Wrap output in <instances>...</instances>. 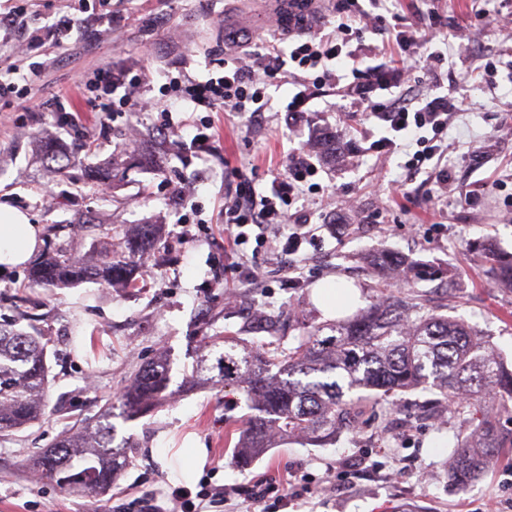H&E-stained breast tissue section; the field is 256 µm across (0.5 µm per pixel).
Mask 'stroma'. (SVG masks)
<instances>
[{"instance_id": "obj_1", "label": "stroma", "mask_w": 512, "mask_h": 512, "mask_svg": "<svg viewBox=\"0 0 512 512\" xmlns=\"http://www.w3.org/2000/svg\"><path fill=\"white\" fill-rule=\"evenodd\" d=\"M386 5L402 25L424 30L434 13L448 31L447 41L430 45L444 53L434 80L416 82L421 91L466 101L448 125L444 191L428 179V162L406 180L410 151H377L381 129L349 113L351 100L339 91L305 96L298 83L273 80L260 126L183 98L172 78L198 83L224 74L225 14L251 27L266 0H27L26 36L0 30V81L17 87L0 97V203L26 211L44 240L80 257L107 245L120 255L123 230L160 228L132 288L95 280L49 288L33 284L25 265L0 274V323L39 336L50 368L46 416L0 439V512H140L163 491L195 492L203 484L224 492L209 512H395L404 505L489 512L512 502L511 453L467 486L450 480L448 445L469 426L434 391L401 393L353 412L330 445L280 440L241 464L234 447L251 413L246 398L216 371L199 370L228 335L274 355L296 347L311 326L327 321L315 290L342 280L358 288L363 308L382 287L397 298L422 294L425 312L465 321L512 369V288L499 285L491 262L474 252L488 244L512 253V0ZM66 16L82 24L62 40L56 24ZM364 40L360 61L382 65L388 76L373 100L399 96L404 86L395 67L404 50L369 32ZM490 59L492 76L485 70ZM106 67L127 71L131 83L129 106L104 125L98 113L112 100L88 81ZM31 69L39 77L24 84L21 75ZM165 101L173 105L167 120L158 110ZM317 126L332 131L349 157L322 165L320 192L296 202L309 221L298 250L289 252L292 228L285 224L264 241L234 246L224 229L227 171L270 187L289 154L324 152L309 139ZM200 132L208 141L197 140ZM44 136L71 156L65 173L40 160ZM116 153L127 166L113 171ZM107 170L112 181L104 192ZM92 213L110 224L85 225ZM380 249L419 261V278L378 279L366 260ZM270 318L278 322L273 333L265 327ZM160 357L170 378L167 400L138 420L113 421L131 463L112 488L88 496L45 478L31 482L30 459L72 425L96 419ZM193 448L206 457L188 469ZM260 485L269 493L258 502ZM279 485L287 499L276 493Z\"/></svg>"}]
</instances>
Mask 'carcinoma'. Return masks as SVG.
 Wrapping results in <instances>:
<instances>
[{
	"label": "carcinoma",
	"instance_id": "carcinoma-1",
	"mask_svg": "<svg viewBox=\"0 0 512 512\" xmlns=\"http://www.w3.org/2000/svg\"><path fill=\"white\" fill-rule=\"evenodd\" d=\"M47 166L65 170L69 159L54 140L42 143ZM157 228L142 224L124 240L122 259L106 248L80 258L62 247L50 248L32 265L37 283L65 287L92 279L109 286L132 282L138 258L154 244ZM500 283L512 287V254L488 251ZM377 274L397 269L411 279L416 263L382 251L369 259ZM414 299L380 296L367 308L334 323L315 325L299 345L271 357L234 336L224 337L216 357L224 385L240 387L251 402L236 446L243 460L272 447L275 438L302 437L315 445L332 440L348 407L398 392L430 388L469 415L470 434L457 439L449 477L465 486L479 479L512 448L499 428L512 414V370L485 346L481 335L453 317L421 313ZM49 370L39 337L0 327V436H7L46 414ZM168 388L165 364L156 360L139 370L117 401L97 420L66 435L32 462V468L65 491L99 494L112 487L129 463L115 444L112 417L135 420L148 413ZM352 397L346 400L345 394Z\"/></svg>",
	"mask_w": 512,
	"mask_h": 512
}]
</instances>
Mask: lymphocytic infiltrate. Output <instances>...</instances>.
Returning <instances> with one entry per match:
<instances>
[{"label": "lymphocytic infiltrate", "instance_id": "f902f5d3", "mask_svg": "<svg viewBox=\"0 0 512 512\" xmlns=\"http://www.w3.org/2000/svg\"><path fill=\"white\" fill-rule=\"evenodd\" d=\"M384 0H374L371 9H364L360 0H342V20L331 31H307L290 36L287 46L274 41H259L265 64L262 73L242 67L238 58L224 59V75L215 80L197 83L191 91L196 105L217 110L228 109L248 115L250 121L263 117L267 106L264 102L269 81L284 73H291L301 85L317 91L324 87H346L356 96L363 111L369 113L387 129V137L381 138L380 146H391L392 136L410 139L417 145L412 158L405 164L407 178H415L422 170L424 161L442 155V144L448 131V118L460 110L461 101L447 95H426L416 98L414 92L389 102L373 101L371 95L382 85V73L378 67L353 68L344 73L342 53L351 41L364 33L387 35L396 43L411 45L429 44L438 32L437 15H429V27L423 37L414 36L410 30L395 25L386 26L379 10ZM430 129L431 137H423V129ZM318 173L316 163L309 154L292 155L288 165L272 184L270 193L259 192L252 182L234 171L224 178V224L234 242H248L251 232L266 236L271 225L292 223L291 241H299L306 226L305 220L293 218L289 208L302 196L310 178Z\"/></svg>", "mask_w": 512, "mask_h": 512}]
</instances>
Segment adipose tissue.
I'll list each match as a JSON object with an SVG mask.
<instances>
[{
    "instance_id": "ef3b65f1",
    "label": "adipose tissue",
    "mask_w": 512,
    "mask_h": 512,
    "mask_svg": "<svg viewBox=\"0 0 512 512\" xmlns=\"http://www.w3.org/2000/svg\"><path fill=\"white\" fill-rule=\"evenodd\" d=\"M42 243L40 225L24 211L0 204V273L25 264Z\"/></svg>"
}]
</instances>
